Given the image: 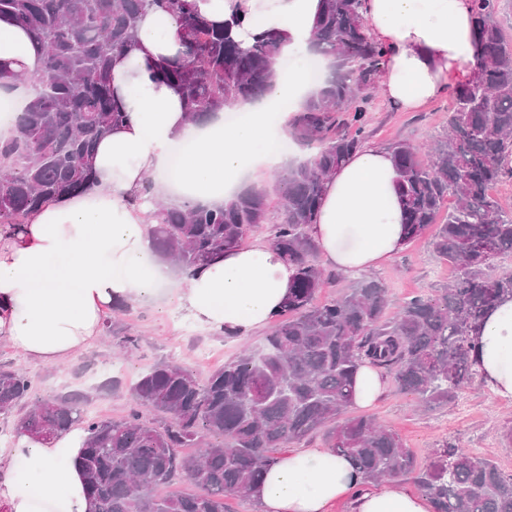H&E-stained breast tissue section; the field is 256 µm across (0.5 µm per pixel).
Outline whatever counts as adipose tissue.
Wrapping results in <instances>:
<instances>
[{
    "label": "adipose tissue",
    "mask_w": 512,
    "mask_h": 512,
    "mask_svg": "<svg viewBox=\"0 0 512 512\" xmlns=\"http://www.w3.org/2000/svg\"><path fill=\"white\" fill-rule=\"evenodd\" d=\"M212 23L233 24L243 43L273 33L291 65L263 104H240L202 125L186 118L179 93L151 72L180 58L176 18L151 10L138 38L112 61V89L126 118L100 142L95 180L83 194L45 203L26 224L0 225V341L32 360L63 364L92 348L101 317L116 302L148 304L168 277L154 259L149 226L155 198L217 204L245 178L260 179L279 159L260 146L287 132L313 86L312 29L320 0H193ZM367 33L384 49L379 90L406 112L447 96L477 55L471 0H364ZM43 49L0 18V130L36 94ZM396 169L387 145L369 140L325 181L309 228L322 261L343 273L379 267L404 247ZM294 269L254 241L195 269L176 295L185 316L217 333L265 329L292 286ZM476 369L498 397L512 400V297L486 318L475 339ZM86 433L22 435L0 448V512H91L79 465ZM350 497L352 512H432L429 499L402 483H364L351 463L323 447L300 448L270 466L256 487L257 512H330Z\"/></svg>",
    "instance_id": "adipose-tissue-1"
}]
</instances>
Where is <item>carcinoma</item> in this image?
Masks as SVG:
<instances>
[{"label": "carcinoma", "mask_w": 512, "mask_h": 512, "mask_svg": "<svg viewBox=\"0 0 512 512\" xmlns=\"http://www.w3.org/2000/svg\"><path fill=\"white\" fill-rule=\"evenodd\" d=\"M362 0H321L313 45L335 59L333 72L292 122V139L311 156L280 171L277 207L248 188L221 205H160L151 227L155 254L186 276L269 225L271 245L295 269L294 285L274 315L261 349L245 350L201 380L163 362L132 387L133 406L119 420L83 414L82 395L44 399L18 413L16 435L51 437L80 425L87 432L80 466L94 512H225L246 497L277 459L322 435L366 482L412 483L433 512H512V473L446 441L421 464L393 430L349 414L353 377L366 361L425 410L456 402L476 375L474 336L512 274L492 273L512 254V210L492 194L512 179V41L497 20L500 0H472L478 78L449 93L448 129L426 150L391 146L399 172L406 242L436 226L434 253L457 274L444 288L416 295L385 320L387 289L364 277L341 296L316 298L335 278L317 262L308 227L316 221L325 176L366 139L383 47L370 39ZM175 14L183 59L153 78L176 88L198 124L269 89L280 40L265 35L245 46L231 27L198 14L192 0H0L12 19L44 48L40 90L0 139V225L25 223L44 202L80 194L93 178L96 147L124 110L112 94L111 61L131 46L140 16ZM34 381L0 368V413L20 406ZM182 482L192 490L161 496Z\"/></svg>", "instance_id": "cac0c4a2"}]
</instances>
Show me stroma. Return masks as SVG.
Wrapping results in <instances>:
<instances>
[{
  "label": "stroma",
  "instance_id": "1",
  "mask_svg": "<svg viewBox=\"0 0 512 512\" xmlns=\"http://www.w3.org/2000/svg\"><path fill=\"white\" fill-rule=\"evenodd\" d=\"M448 126V101L440 98L415 112H403L381 98H373L368 114L367 136L385 144L408 140L423 144L442 134ZM388 291V317H395L401 304L417 294H429L455 276L449 263L437 258L429 237L405 246L402 252L374 269ZM176 276L163 296L148 306L124 305L102 316L101 342L62 365L35 362L0 341V367L20 369L32 377L31 395L38 401L72 393L82 394L83 408H96L98 417H124L132 401L133 383L152 366L172 361L206 378L243 348L257 349L264 334L246 338L228 337L202 329L187 320L171 299L185 285ZM137 337V345L125 348L124 337ZM213 349L211 361L197 357V349ZM370 414L384 427L396 431L419 460H426L439 441H449L481 458H490L512 473V442L504 441V427L512 426V401L495 397L474 379L460 393L455 405L426 413L415 399L389 388Z\"/></svg>",
  "mask_w": 512,
  "mask_h": 512
}]
</instances>
